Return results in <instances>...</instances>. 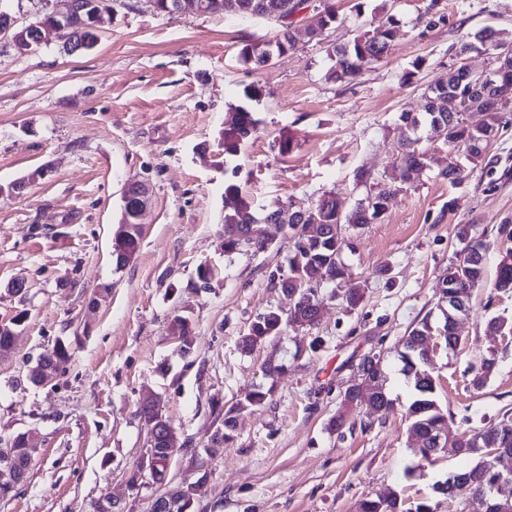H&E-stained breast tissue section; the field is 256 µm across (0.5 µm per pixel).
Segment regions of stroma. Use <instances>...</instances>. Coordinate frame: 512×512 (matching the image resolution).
I'll list each match as a JSON object with an SVG mask.
<instances>
[{
  "instance_id": "1",
  "label": "stroma",
  "mask_w": 512,
  "mask_h": 512,
  "mask_svg": "<svg viewBox=\"0 0 512 512\" xmlns=\"http://www.w3.org/2000/svg\"><path fill=\"white\" fill-rule=\"evenodd\" d=\"M331 2L337 21L322 41L299 36L287 56L258 70L239 51L245 41L273 39L275 22L168 16L149 0H112L111 23L82 55L58 41L26 53L0 48V185L29 181L22 194L0 196V325L14 331L11 352L0 356V436L30 431L39 442L26 481L0 500V512H96L106 497L125 512H150L173 488L190 491L197 512H356L360 500L391 490L407 510L426 498L435 512H463L434 486L467 458L448 451L428 464L411 453L404 409L412 391L396 351L436 309L439 279L464 247L459 225L484 230L488 277L512 247L497 234L512 224V112L491 167L470 166L456 186L438 175L448 147L430 129L420 133L429 169L403 182L399 115L422 109L425 86L455 64L463 38L489 27L512 41V0ZM392 18L398 31L386 58L354 81L330 78L328 45ZM252 86L261 93L250 99ZM239 106L257 131L228 156L220 134ZM284 136L293 144L285 155ZM361 170L369 182H357ZM134 181L150 186L152 205L139 252L118 269L112 237L122 189ZM230 181L249 193L258 217L308 208L329 191L350 210L371 185L391 187L381 220L344 233L343 258L366 289L363 301L347 307L321 285L318 325L239 349L257 314L291 305L276 278L288 271L293 240L269 224L268 252L225 254ZM202 266L212 270L205 283ZM16 280L27 282L25 298L9 292ZM105 285L109 293L100 294ZM178 315L195 328L188 353L169 331ZM498 315L512 317V297L476 289L459 322L462 349L435 357L450 433L512 412V342L486 330ZM59 343L71 354L65 373L32 384L39 356ZM491 352L493 375L471 389L468 368ZM372 353L388 369L395 410L338 434L329 422ZM272 359L285 369L269 379L262 367ZM259 384L273 390L267 404L240 412L234 440L212 445L217 407ZM147 389L160 395L185 448L164 482L133 490L128 477L148 444L136 414Z\"/></svg>"
}]
</instances>
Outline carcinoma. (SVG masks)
<instances>
[{"instance_id":"cac0c4a2","label":"carcinoma","mask_w":512,"mask_h":512,"mask_svg":"<svg viewBox=\"0 0 512 512\" xmlns=\"http://www.w3.org/2000/svg\"><path fill=\"white\" fill-rule=\"evenodd\" d=\"M208 13H223L241 20L262 18L277 20L290 13L295 0H207ZM326 16L320 17L304 27L309 39H317L322 30L337 19L336 10L331 4L325 5ZM279 31L274 41H245L240 50L241 59L256 66H264L271 56H280L294 49L297 43L298 29L290 24L278 23ZM396 34L395 21L373 34H364L353 40L333 45L327 50L333 65L330 76L337 81H352L365 68L387 56L391 42ZM496 31L485 28L476 33L471 40L459 44V48L474 47L481 50L488 43L495 42ZM424 113L421 115L403 112L399 116L405 125L407 135L402 140L399 152L400 163L405 180L411 182L419 177L429 166L431 157L420 148L421 138L417 137L422 126H437L444 123V141L452 150H460L471 163L488 157L503 128L501 112L512 103V65L499 71L492 77V87L487 91H478L470 87L464 72L455 67L448 69L446 76L425 87ZM469 112H481L485 115L482 123L471 126L465 116ZM256 131V120L245 108H238L231 121L224 123L221 134L224 154L235 156ZM440 176L452 186L466 178L465 168L454 157L448 158V167ZM391 190L382 187L374 193L360 199L348 213L344 212L336 193L322 195L312 207L313 213L302 216L299 210H288V230L294 239V250L288 256V275L279 279L280 288L294 287L298 282L303 285L302 293L295 299V311L288 314L271 308L259 314L241 336L239 345L244 350L254 349L279 338L287 327L303 328L315 325L321 315L320 303L316 299L318 282L327 278L338 289L336 297L350 307L357 306L364 297V289L352 281L349 267L340 259L345 245L342 230L349 225L359 228L372 224L386 211V201ZM224 252L227 254L252 253L254 255L269 250L265 241L243 237L242 224H255L252 214L253 201L243 188L229 183L224 188ZM458 236L466 242L458 258L448 266V274L442 279L441 298L448 299V314L433 321L426 317L413 326L406 336V347L398 353L401 364L399 373L412 384L415 400L407 410L408 432L418 438L435 437L448 427V413L438 405L435 399L436 379L434 365L425 362L423 352L428 338L439 336L449 350L457 347L454 338L455 319L470 312L474 289L485 283L488 245L477 233L475 225L462 224ZM142 242V230L130 234L121 247L112 248V260L116 268H123L139 252ZM492 290L499 294H512V248L498 255L497 275ZM173 335L179 337L185 346L192 344L194 333L191 322L176 316L170 323ZM71 354L66 346L58 344L49 352L43 353L30 371L29 380L35 385L45 384L62 374L70 361ZM495 369V358L483 356L471 369L470 386L482 389ZM360 377L377 378L382 385L373 395L369 405L359 399L360 384H353L354 390L345 391L342 399V411L330 421L332 430L338 432L343 427L350 428L355 423L350 416L357 412L370 418L380 413H389L394 409V401L389 397L382 362L377 355L364 361ZM271 389L256 386L249 390L236 403L224 409V416L218 429L222 430L224 441L234 439L236 414L249 407H261L268 402ZM472 438L481 440L486 448H502L512 454V415L505 413L493 426L477 429ZM9 448L17 449L16 469L21 479H26L32 455L27 452L24 435L17 434L11 439ZM496 462L494 459L481 458L471 466L457 469L461 482L454 485L448 494L451 500L460 499L465 506L482 507L481 512H499V503L503 497L495 498L491 486L495 481ZM358 512H434L431 504L423 501L413 510L403 509V502L397 493L384 497L364 499L358 505Z\"/></svg>"}]
</instances>
